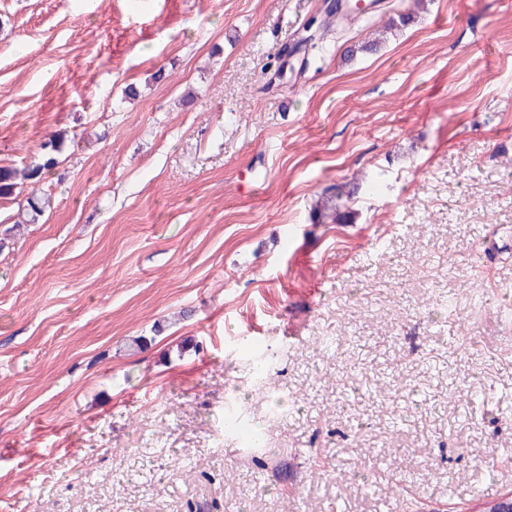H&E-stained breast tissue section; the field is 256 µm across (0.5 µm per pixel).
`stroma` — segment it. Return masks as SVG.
<instances>
[{
  "instance_id": "35a3bbf8",
  "label": "stroma",
  "mask_w": 512,
  "mask_h": 512,
  "mask_svg": "<svg viewBox=\"0 0 512 512\" xmlns=\"http://www.w3.org/2000/svg\"><path fill=\"white\" fill-rule=\"evenodd\" d=\"M325 8L0 0V165L67 136L38 223L0 198V512L512 491V0H379L412 19L377 50L355 19L285 56ZM234 399L262 461L217 440Z\"/></svg>"
}]
</instances>
